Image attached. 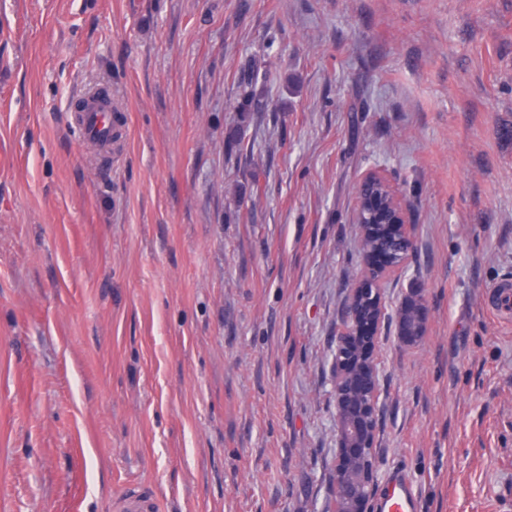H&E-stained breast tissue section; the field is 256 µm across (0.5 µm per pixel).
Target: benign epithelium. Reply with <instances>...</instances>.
<instances>
[{
  "instance_id": "7a95c632",
  "label": "benign epithelium",
  "mask_w": 512,
  "mask_h": 512,
  "mask_svg": "<svg viewBox=\"0 0 512 512\" xmlns=\"http://www.w3.org/2000/svg\"><path fill=\"white\" fill-rule=\"evenodd\" d=\"M356 207L365 216L362 235L394 237L405 259L397 264L384 247L364 248L363 276L352 288L334 336L331 369L337 449L331 512H368L377 482L373 448L382 404L377 350L387 318L382 285L404 269L415 247L407 207L384 175L369 171L361 177Z\"/></svg>"
}]
</instances>
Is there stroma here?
<instances>
[{"instance_id":"35a3bbf8","label":"stroma","mask_w":512,"mask_h":512,"mask_svg":"<svg viewBox=\"0 0 512 512\" xmlns=\"http://www.w3.org/2000/svg\"><path fill=\"white\" fill-rule=\"evenodd\" d=\"M372 169L425 312L379 339L377 476L512 512V0H0V512H323ZM79 137L97 144L102 150H112L110 112L100 108L94 101L88 102L85 112L77 119ZM490 304L504 315H510L512 310V289L506 283H498L487 293ZM161 504L158 499L140 494H126L113 504L114 512H159Z\"/></svg>"}]
</instances>
